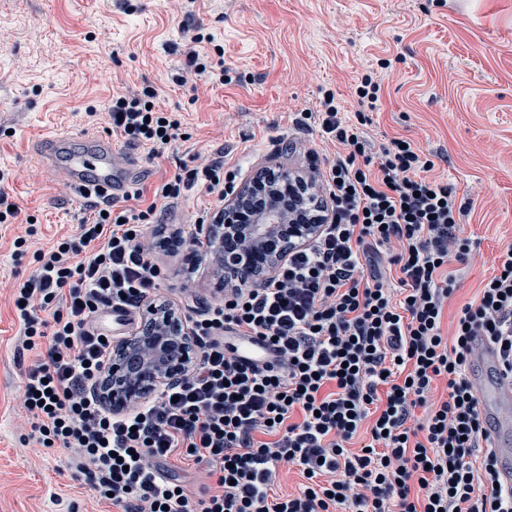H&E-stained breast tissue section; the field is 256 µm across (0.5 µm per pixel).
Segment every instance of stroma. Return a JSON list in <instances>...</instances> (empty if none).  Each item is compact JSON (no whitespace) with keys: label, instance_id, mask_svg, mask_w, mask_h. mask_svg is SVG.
Listing matches in <instances>:
<instances>
[{"label":"stroma","instance_id":"1","mask_svg":"<svg viewBox=\"0 0 512 512\" xmlns=\"http://www.w3.org/2000/svg\"><path fill=\"white\" fill-rule=\"evenodd\" d=\"M199 33L224 48L202 74L183 68ZM366 75L380 84L362 127L370 147L412 141L431 177L471 202L460 233L479 247L444 312L449 333L512 244V0H0V171L9 174L0 190L20 210L0 224V512H113L58 451L29 442L20 408L34 358L19 352L13 290L36 269L37 250L93 215L41 167L32 140L56 126L111 137L136 164L147 204L180 166L207 157L223 158L240 186L265 168L305 176L339 149L321 132L324 99L354 118ZM147 86L182 118L181 139L152 160L107 116L113 95ZM221 207L197 191L166 205L151 255L162 277L148 303L191 319L221 299L210 258L188 244L197 218ZM30 223L38 233L14 259Z\"/></svg>","mask_w":512,"mask_h":512}]
</instances>
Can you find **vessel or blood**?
Here are the masks:
<instances>
[{
    "label": "vessel or blood",
    "instance_id": "vessel-or-blood-1",
    "mask_svg": "<svg viewBox=\"0 0 512 512\" xmlns=\"http://www.w3.org/2000/svg\"><path fill=\"white\" fill-rule=\"evenodd\" d=\"M32 150L52 176L81 195L95 192L117 201L126 197L136 180L135 167L119 162L106 136L59 132L35 141ZM500 365L498 351L482 347L469 363L468 377L490 423L502 480L512 486V378L501 375Z\"/></svg>",
    "mask_w": 512,
    "mask_h": 512
}]
</instances>
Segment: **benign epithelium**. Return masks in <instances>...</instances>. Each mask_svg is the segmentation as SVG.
<instances>
[{"mask_svg":"<svg viewBox=\"0 0 512 512\" xmlns=\"http://www.w3.org/2000/svg\"><path fill=\"white\" fill-rule=\"evenodd\" d=\"M309 200L310 186L297 176L265 169L250 179L224 205V223L208 228L207 242L218 271L242 285L261 284L286 256L290 243H300L315 232V225L302 220L292 225L289 240L273 249L286 207L292 204L302 210ZM243 231L253 241L245 255L236 246ZM194 353L183 316L150 305L140 329L114 346L112 362L97 385L99 396L113 412H125L160 385L184 378Z\"/></svg>","mask_w":512,"mask_h":512,"instance_id":"obj_1","label":"benign epithelium"}]
</instances>
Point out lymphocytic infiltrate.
I'll use <instances>...</instances> for the list:
<instances>
[{
    "mask_svg": "<svg viewBox=\"0 0 512 512\" xmlns=\"http://www.w3.org/2000/svg\"><path fill=\"white\" fill-rule=\"evenodd\" d=\"M156 97L148 86L109 106L113 128L152 158L181 127ZM323 107L322 130L344 152L323 176L318 233L265 282L225 289L191 327L199 364L156 399L119 415L92 392L112 345L89 321L136 312L160 276L144 241L145 225L160 221L157 201L195 188L233 194L223 159L176 173L155 203L140 206L138 188L134 205L103 204L38 252L18 285L20 343L37 357L21 404L30 438L61 451L120 512H512L467 376L479 337L512 374V245L445 336L451 266L476 247L459 234L464 203L430 178L416 145L395 138L368 151L365 114L352 121L332 100ZM382 253L396 268L392 289L364 270ZM228 326L267 342L270 360L244 363L224 344ZM362 432L366 446L353 450ZM173 454L204 465L214 486L181 488L163 464ZM284 465L304 480L297 494L278 490Z\"/></svg>",
    "mask_w": 512,
    "mask_h": 512,
    "instance_id": "1",
    "label": "lymphocytic infiltrate"
}]
</instances>
